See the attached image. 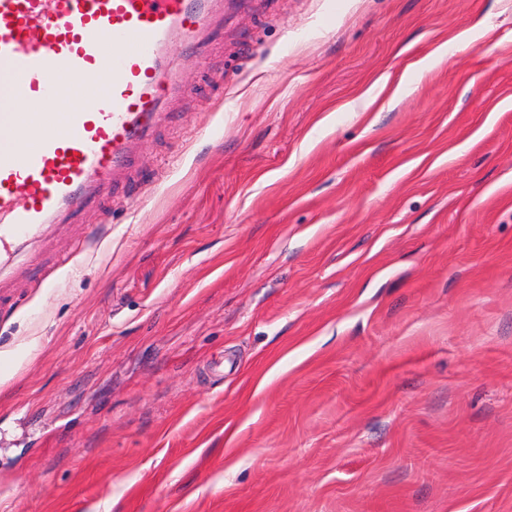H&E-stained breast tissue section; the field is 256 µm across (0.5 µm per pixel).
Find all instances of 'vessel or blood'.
Instances as JSON below:
<instances>
[{
    "instance_id": "b4317fda",
    "label": "vessel or blood",
    "mask_w": 512,
    "mask_h": 512,
    "mask_svg": "<svg viewBox=\"0 0 512 512\" xmlns=\"http://www.w3.org/2000/svg\"><path fill=\"white\" fill-rule=\"evenodd\" d=\"M225 0H0V283L51 225L100 208L181 89L173 38L202 50ZM76 87L82 102L67 105Z\"/></svg>"
}]
</instances>
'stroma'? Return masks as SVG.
Here are the masks:
<instances>
[{"label": "stroma", "mask_w": 512, "mask_h": 512, "mask_svg": "<svg viewBox=\"0 0 512 512\" xmlns=\"http://www.w3.org/2000/svg\"><path fill=\"white\" fill-rule=\"evenodd\" d=\"M171 56L132 190L0 306V512H512V0Z\"/></svg>", "instance_id": "obj_1"}]
</instances>
